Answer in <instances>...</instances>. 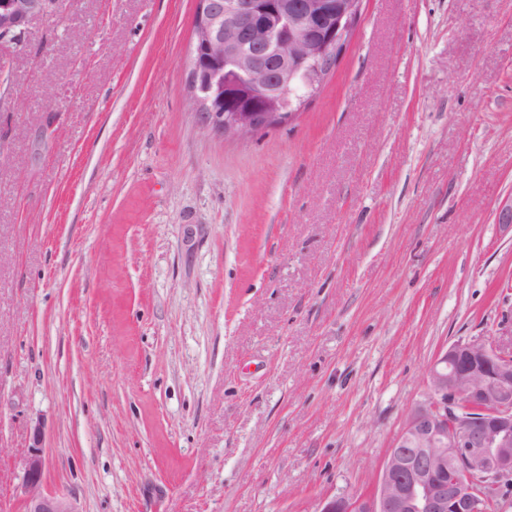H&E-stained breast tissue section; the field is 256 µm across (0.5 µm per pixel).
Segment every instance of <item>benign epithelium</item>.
Masks as SVG:
<instances>
[{
  "label": "benign epithelium",
  "mask_w": 512,
  "mask_h": 512,
  "mask_svg": "<svg viewBox=\"0 0 512 512\" xmlns=\"http://www.w3.org/2000/svg\"><path fill=\"white\" fill-rule=\"evenodd\" d=\"M361 0H198L191 21L198 45L191 85L207 111L204 125L247 138L293 118L288 97L312 88L336 57ZM63 0L0 4V51L24 48L27 25L53 16ZM40 447L27 459L23 512H78L64 495L43 491ZM512 483V356L484 339L439 352L425 399L408 407L371 493L336 496L320 512H486Z\"/></svg>",
  "instance_id": "benign-epithelium-1"
}]
</instances>
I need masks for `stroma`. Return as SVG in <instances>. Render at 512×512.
Instances as JSON below:
<instances>
[{
  "mask_svg": "<svg viewBox=\"0 0 512 512\" xmlns=\"http://www.w3.org/2000/svg\"><path fill=\"white\" fill-rule=\"evenodd\" d=\"M196 0H65L0 96V512H319L430 365L512 356V0H362L290 122L205 128ZM46 461L39 446L27 459L23 484L26 490L23 512H78L74 503L64 495L43 491Z\"/></svg>",
  "mask_w": 512,
  "mask_h": 512,
  "instance_id": "stroma-1",
  "label": "stroma"
}]
</instances>
